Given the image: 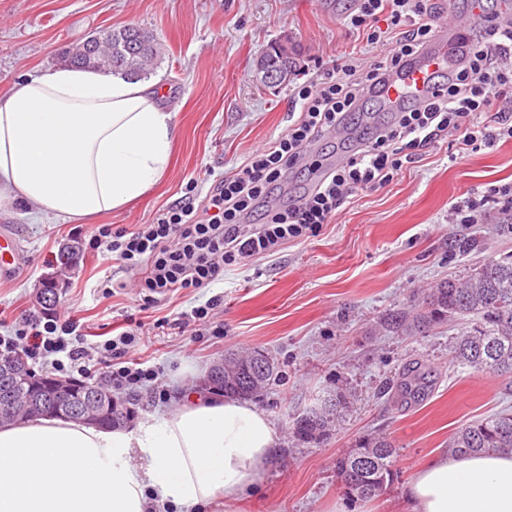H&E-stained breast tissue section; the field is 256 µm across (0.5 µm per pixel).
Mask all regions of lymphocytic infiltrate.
Listing matches in <instances>:
<instances>
[{"instance_id":"1","label":"lymphocytic infiltrate","mask_w":512,"mask_h":512,"mask_svg":"<svg viewBox=\"0 0 512 512\" xmlns=\"http://www.w3.org/2000/svg\"><path fill=\"white\" fill-rule=\"evenodd\" d=\"M441 12L436 0H361L350 24L381 48V61L363 71L345 65L322 82L296 86L301 111L287 134L213 179L205 196L196 192L197 178H189L181 201L153 223L97 226L89 248L137 276L158 303L179 290L213 287L223 281L225 266L270 256L286 242L315 235L356 189L389 183L405 161L448 131L464 129L466 144L487 147L512 137V16H497L482 35L454 43L455 69L436 74L424 100L404 103L389 124L349 148L340 164L326 168L313 158L314 142L345 126L363 100L380 98L388 79L427 51ZM383 15L395 35L379 27ZM300 166L314 174V189L287 205L273 204L286 176ZM140 343L130 329L93 341L73 319L24 316L0 336V353H22L32 364L80 382L102 368L113 388L131 390L158 382L152 368L130 359Z\"/></svg>"}]
</instances>
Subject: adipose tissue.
<instances>
[{
  "instance_id": "adipose-tissue-1",
  "label": "adipose tissue",
  "mask_w": 512,
  "mask_h": 512,
  "mask_svg": "<svg viewBox=\"0 0 512 512\" xmlns=\"http://www.w3.org/2000/svg\"><path fill=\"white\" fill-rule=\"evenodd\" d=\"M159 83L58 67L0 92V209L79 221L166 174L174 114ZM278 433L253 403L194 391L136 429L42 416L0 425V512H204L255 488ZM410 512H512V454L436 456Z\"/></svg>"
}]
</instances>
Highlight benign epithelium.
Returning <instances> with one entry per match:
<instances>
[{
	"label": "benign epithelium",
	"mask_w": 512,
	"mask_h": 512,
	"mask_svg": "<svg viewBox=\"0 0 512 512\" xmlns=\"http://www.w3.org/2000/svg\"><path fill=\"white\" fill-rule=\"evenodd\" d=\"M256 72L268 83H276L284 77V72L269 68L266 54H260L255 63ZM68 269L59 264L53 271L44 275L42 287L36 294V303L49 307L59 299L58 288L66 280ZM28 369L18 355L7 362H0V415L7 417L12 412L26 408L29 399L40 396L44 398V409L49 415L77 414L86 423L95 425L103 418L123 420L128 415L125 403L107 390H86L78 394L79 382L44 377L34 381L27 377Z\"/></svg>",
	"instance_id": "benign-epithelium-1"
}]
</instances>
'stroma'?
<instances>
[{"instance_id": "35a3bbf8", "label": "stroma", "mask_w": 512, "mask_h": 512, "mask_svg": "<svg viewBox=\"0 0 512 512\" xmlns=\"http://www.w3.org/2000/svg\"><path fill=\"white\" fill-rule=\"evenodd\" d=\"M358 0H0V90L20 76L65 64L69 47L94 32L137 26L164 44L152 72L178 110L177 140L163 179L129 208L61 222H32L21 207L0 210V234L18 249L0 273V311L40 315L35 294L67 241L84 244L98 224H150L178 201L189 178L221 175L284 135L296 108L291 85L265 87L255 61L270 43L292 42L307 80L321 81L333 65L378 62L379 48L350 27ZM459 132L419 151L383 186L357 190L315 236L283 244L272 256L224 269V301L213 327L178 329L179 312L196 292L182 290L143 308L135 288L104 295L97 284L112 263L85 250L62 288L55 314L98 333L125 318L141 326L135 357L159 374L166 390L126 393L136 421L172 406L197 385L195 369L225 355L260 349L278 376L255 403L278 430L280 445L259 487L211 512H405L402 487L429 457L446 453L448 439L471 420L512 411L503 378L450 363L462 331L456 321L424 333L389 332L387 314L409 306L446 278L465 277L476 264L512 253V214L486 205L481 224H453L460 198L512 186V138L472 148ZM207 191V183L199 185ZM223 334L214 335V326ZM423 363L433 386L422 401L398 405L402 368ZM346 398L326 439L300 445L294 418L328 394ZM381 434L396 449V474L374 499L347 494L336 476L337 457L359 437Z\"/></svg>"}]
</instances>
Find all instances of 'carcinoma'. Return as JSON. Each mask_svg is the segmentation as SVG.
Listing matches in <instances>:
<instances>
[{
    "mask_svg": "<svg viewBox=\"0 0 512 512\" xmlns=\"http://www.w3.org/2000/svg\"><path fill=\"white\" fill-rule=\"evenodd\" d=\"M98 52L82 42L66 51L70 63L88 69L123 72L133 78L148 77L163 60L161 44L150 32L120 27L105 32ZM467 319V326L451 347L452 362L464 368L494 375L512 374V254H503L471 270L462 279L444 280L409 311H398L384 324L398 331L424 332L444 322ZM254 350L230 356L233 377L224 378V395L257 397L276 379L277 368L254 370ZM424 365L411 363L403 369L397 392L400 401L425 392ZM342 396L327 408L299 414L292 423V437L299 444L323 441ZM453 456L498 452L512 454V413H499L472 420L448 440ZM396 449L385 436H367L336 458L335 468L347 492L368 499L382 495L393 481Z\"/></svg>",
    "mask_w": 512,
    "mask_h": 512,
    "instance_id": "cac0c4a2",
    "label": "carcinoma"
}]
</instances>
